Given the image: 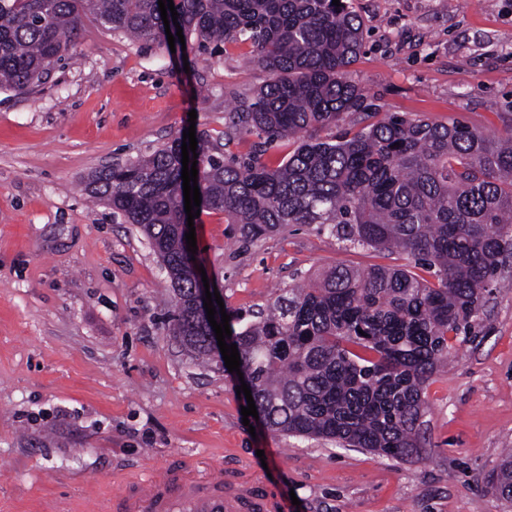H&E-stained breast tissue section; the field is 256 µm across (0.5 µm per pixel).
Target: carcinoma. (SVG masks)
I'll use <instances>...</instances> for the list:
<instances>
[{"instance_id":"carcinoma-1","label":"carcinoma","mask_w":512,"mask_h":512,"mask_svg":"<svg viewBox=\"0 0 512 512\" xmlns=\"http://www.w3.org/2000/svg\"><path fill=\"white\" fill-rule=\"evenodd\" d=\"M179 54L214 56L246 43L267 79L226 113L224 138L307 134L276 167L265 149L238 159L198 134L201 207L241 225L247 245L285 224H320L353 246L398 249L433 271L337 266L286 288L233 331L240 371L272 430L406 460L423 447L424 389L471 331L489 285L512 254V131L489 137L461 121L398 113L352 133L319 136L365 109L349 67L363 27L346 0H173ZM133 41L167 42L158 0H0V87L42 82L83 18ZM181 141L96 172L88 196L139 226L171 280L170 330L216 362L208 319L192 297L183 242ZM492 487L512 500V453Z\"/></svg>"}]
</instances>
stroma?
<instances>
[{"instance_id":"stroma-1","label":"stroma","mask_w":512,"mask_h":512,"mask_svg":"<svg viewBox=\"0 0 512 512\" xmlns=\"http://www.w3.org/2000/svg\"><path fill=\"white\" fill-rule=\"evenodd\" d=\"M364 46L351 68L371 111L512 125V0H348ZM247 46L183 61L83 21L65 63L33 92L0 89V512H87L132 477L225 474L252 492L274 479L287 512H512L490 488L512 448V290H494L447 370L425 390L426 442L399 461L244 426L233 373L197 365L170 336L171 283L137 225L89 203L95 172L153 153L188 128L227 152L228 101L266 75ZM196 118H189V111ZM198 260L228 315L335 266H410L351 248L315 224L241 246L201 211Z\"/></svg>"}]
</instances>
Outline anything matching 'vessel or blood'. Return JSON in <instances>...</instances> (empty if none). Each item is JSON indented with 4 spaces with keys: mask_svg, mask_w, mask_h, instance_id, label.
<instances>
[{
    "mask_svg": "<svg viewBox=\"0 0 512 512\" xmlns=\"http://www.w3.org/2000/svg\"><path fill=\"white\" fill-rule=\"evenodd\" d=\"M278 494L255 497L245 492H225L170 472L136 481L121 503V512H282Z\"/></svg>",
    "mask_w": 512,
    "mask_h": 512,
    "instance_id": "1",
    "label": "vessel or blood"
}]
</instances>
